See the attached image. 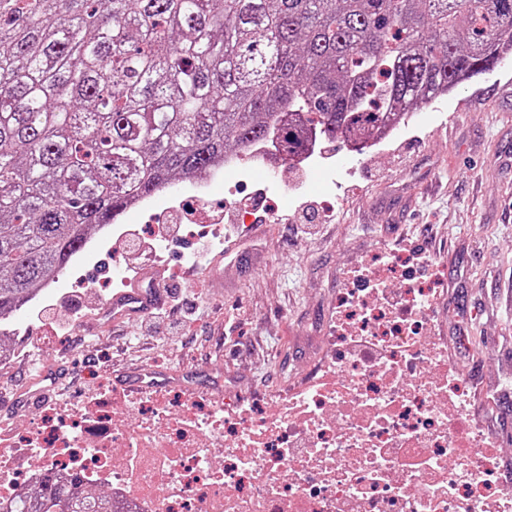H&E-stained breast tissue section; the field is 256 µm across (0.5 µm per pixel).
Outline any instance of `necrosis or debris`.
<instances>
[{"label": "necrosis or debris", "mask_w": 512, "mask_h": 512, "mask_svg": "<svg viewBox=\"0 0 512 512\" xmlns=\"http://www.w3.org/2000/svg\"><path fill=\"white\" fill-rule=\"evenodd\" d=\"M270 152L196 181L254 173ZM446 293L434 257L380 250L338 296L316 366L278 393L112 390L1 422L0 512L49 469L107 484L124 512H512L505 451L439 329Z\"/></svg>", "instance_id": "obj_1"}]
</instances>
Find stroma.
<instances>
[{"label":"stroma","mask_w":512,"mask_h":512,"mask_svg":"<svg viewBox=\"0 0 512 512\" xmlns=\"http://www.w3.org/2000/svg\"><path fill=\"white\" fill-rule=\"evenodd\" d=\"M459 107L467 117L449 124ZM419 110L422 121L391 141L360 151L324 144L344 160L326 183L284 160L246 185L217 180L202 192L204 208L228 214L226 223L186 224L179 238L155 239L147 216L124 213L119 230L150 241L164 285L184 302L155 323L106 313V301L146 269L134 267L132 246L104 245L94 232L84 280L66 279L0 319L15 351L0 363V420L38 414L42 401L12 399L49 360L62 371L55 396L76 405L84 392L119 388V375L143 371L160 390L277 392L319 359L351 268L382 246L423 247L448 279L441 333L477 393L471 412L512 449V413L498 405L512 397V56ZM190 252L196 263L185 262ZM43 310L64 334L41 326Z\"/></svg>","instance_id":"35a3bbf8"}]
</instances>
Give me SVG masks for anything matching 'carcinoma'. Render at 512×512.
<instances>
[{"instance_id": "1", "label": "carcinoma", "mask_w": 512, "mask_h": 512, "mask_svg": "<svg viewBox=\"0 0 512 512\" xmlns=\"http://www.w3.org/2000/svg\"><path fill=\"white\" fill-rule=\"evenodd\" d=\"M512 54V0H0V317L128 201L277 135L375 142ZM45 473L12 512H120Z\"/></svg>"}]
</instances>
